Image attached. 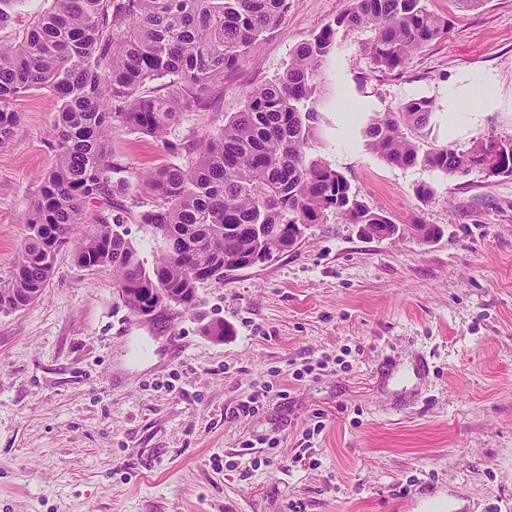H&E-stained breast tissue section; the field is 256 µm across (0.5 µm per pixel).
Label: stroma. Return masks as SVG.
Here are the masks:
<instances>
[{
  "label": "stroma",
  "mask_w": 512,
  "mask_h": 512,
  "mask_svg": "<svg viewBox=\"0 0 512 512\" xmlns=\"http://www.w3.org/2000/svg\"><path fill=\"white\" fill-rule=\"evenodd\" d=\"M346 6L289 0L280 29L165 138L117 132L128 189L86 202L78 234L97 217L121 218L154 262L160 243L140 221L138 175L194 164L247 91ZM426 6L449 18L448 31L399 70L363 52L370 31L337 30L307 148L402 233L371 237L331 212L295 247L150 317L125 306L111 270L79 266L66 246L33 304L0 311V512H512V177L395 166L362 134L416 98L434 104L423 149L512 134V0ZM345 102L356 120H345ZM463 105L468 117L449 129ZM16 108L22 122L0 143V282L54 163L60 103L34 93ZM418 224L441 234L426 240ZM217 325L223 335H211ZM421 356L430 373L420 384L375 376L385 358L406 370ZM263 386L259 411L243 412ZM247 442L272 465H239Z\"/></svg>",
  "instance_id": "1"
}]
</instances>
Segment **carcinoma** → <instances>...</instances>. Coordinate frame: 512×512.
Returning <instances> with one entry per match:
<instances>
[{"label": "carcinoma", "mask_w": 512, "mask_h": 512, "mask_svg": "<svg viewBox=\"0 0 512 512\" xmlns=\"http://www.w3.org/2000/svg\"><path fill=\"white\" fill-rule=\"evenodd\" d=\"M287 12L288 0H52L21 40L0 41V143L19 126L18 98L40 91L60 101L55 162L30 204L11 279L0 284V310L38 299L57 251L69 243L78 265L111 269L125 305L150 316L165 297L189 307L198 285L223 279L257 255L269 259L288 250L290 225L321 224L330 210L365 225L372 237H387L392 220L359 200L341 172L307 158L306 148L319 119L318 77L336 30L374 31L365 53L376 68L396 70L448 30V19L425 0H348L293 50L281 76L247 92L244 109L202 145L193 166L169 164L142 175L139 191L152 199L142 221L161 238L152 266L106 219L74 238L86 201L112 200L127 190L117 177L123 167L112 154L113 134L164 135ZM156 80L163 81L161 92H147ZM432 114V101L413 99L371 118L363 129L367 148L390 164L421 163L450 176H512L511 134L421 151L405 129L426 128Z\"/></svg>", "instance_id": "carcinoma-1"}]
</instances>
